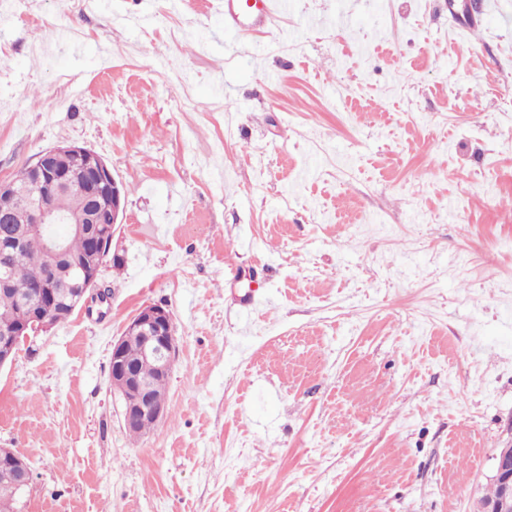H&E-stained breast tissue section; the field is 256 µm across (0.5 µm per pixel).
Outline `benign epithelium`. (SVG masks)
Wrapping results in <instances>:
<instances>
[{"instance_id":"obj_1","label":"benign epithelium","mask_w":512,"mask_h":512,"mask_svg":"<svg viewBox=\"0 0 512 512\" xmlns=\"http://www.w3.org/2000/svg\"><path fill=\"white\" fill-rule=\"evenodd\" d=\"M61 157L69 158L82 172L89 203L85 210L63 213L50 205V199L72 183V173L57 165ZM27 170L35 186L32 195L19 194L12 180H0V194L18 198L17 210L0 214V224L20 225L16 232L0 239V289L12 286L26 237L32 233H46L53 224H65L70 233L85 238L89 254L82 258L72 257L63 239L47 236L41 261L48 277L29 297L18 302L11 320L0 323V368L13 363L23 339L45 333L58 323L52 313L61 300L55 278L60 263H68L71 274L67 303L70 311L84 309L91 313L93 306L109 304V294L98 288V278L101 268L110 260L114 231L121 223L122 186L115 179L112 168L92 150L77 144L51 147L43 150ZM129 336L140 339L143 355L155 359L159 375L170 377L178 352L171 312L159 304L141 307L128 321L124 337L112 345L111 385L123 400L125 426L146 423L154 426L166 415L167 398L156 394L152 383L140 378L124 359L122 343ZM0 466L14 479L17 487L25 489L30 485L32 472L23 456L9 448H0ZM494 469L500 496L482 512H512V451L499 450Z\"/></svg>"}]
</instances>
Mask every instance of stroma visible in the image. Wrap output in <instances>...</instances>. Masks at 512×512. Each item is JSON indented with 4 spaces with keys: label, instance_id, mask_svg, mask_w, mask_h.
I'll use <instances>...</instances> for the list:
<instances>
[{
    "label": "stroma",
    "instance_id": "obj_1",
    "mask_svg": "<svg viewBox=\"0 0 512 512\" xmlns=\"http://www.w3.org/2000/svg\"><path fill=\"white\" fill-rule=\"evenodd\" d=\"M124 191L102 313L0 368L17 512H475L512 446V0H6L0 179ZM173 315L130 435L112 344ZM283 5V0H224V31L241 36L265 26L281 13ZM0 466L10 475L18 488L26 489L32 481V472L25 458L10 448H0Z\"/></svg>",
    "mask_w": 512,
    "mask_h": 512
}]
</instances>
